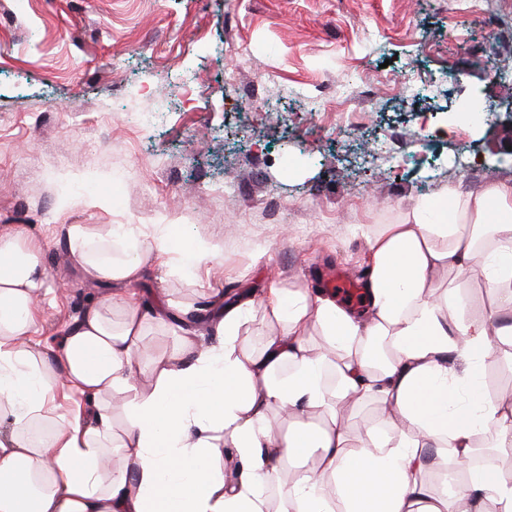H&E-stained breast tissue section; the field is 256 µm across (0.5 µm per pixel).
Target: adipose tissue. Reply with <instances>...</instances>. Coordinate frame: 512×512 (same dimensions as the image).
Masks as SVG:
<instances>
[{"label": "adipose tissue", "instance_id": "ef3b65f1", "mask_svg": "<svg viewBox=\"0 0 512 512\" xmlns=\"http://www.w3.org/2000/svg\"><path fill=\"white\" fill-rule=\"evenodd\" d=\"M119 238L109 224L65 229L72 263L114 287L175 245L166 234L121 253ZM370 253L363 315L272 288L262 308L281 330L260 348L239 342L247 304L229 305L209 321L215 343L181 328L183 346L145 385L142 336L165 314L109 296L57 346L40 345L44 247L25 225L0 230V512H485L487 501L512 512L511 476L468 468L453 494L424 480L425 448L463 458L491 431L512 447V403L490 398L480 374L512 338L497 322L512 311V182L445 190L385 225ZM439 268L480 270L494 307L467 318L455 286L436 293ZM350 401L388 416L354 436L340 415ZM284 409L278 434L272 415ZM285 461L295 480L269 493Z\"/></svg>", "mask_w": 512, "mask_h": 512}]
</instances>
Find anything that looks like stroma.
Segmentation results:
<instances>
[{
    "mask_svg": "<svg viewBox=\"0 0 512 512\" xmlns=\"http://www.w3.org/2000/svg\"><path fill=\"white\" fill-rule=\"evenodd\" d=\"M510 111L512 0H0V228L44 245L38 338L110 292L66 225L174 224L179 248L130 293L191 311L231 291L257 347L279 330L270 284L365 280L381 225L512 180L494 150ZM201 241L216 252L195 267Z\"/></svg>",
    "mask_w": 512,
    "mask_h": 512,
    "instance_id": "obj_1",
    "label": "stroma"
}]
</instances>
